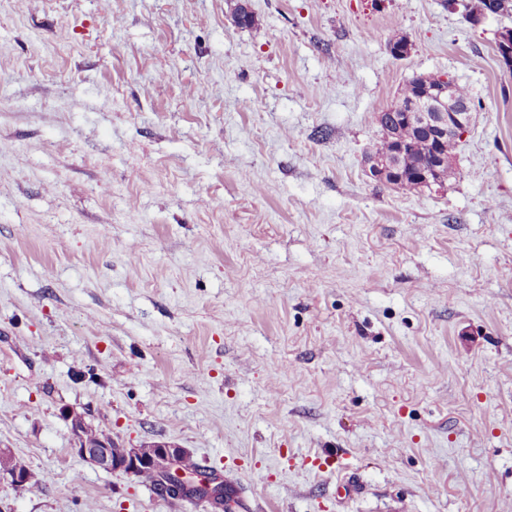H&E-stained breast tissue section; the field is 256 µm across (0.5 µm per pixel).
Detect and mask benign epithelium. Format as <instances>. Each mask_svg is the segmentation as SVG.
<instances>
[{"label":"benign epithelium","instance_id":"7a95c632","mask_svg":"<svg viewBox=\"0 0 512 512\" xmlns=\"http://www.w3.org/2000/svg\"><path fill=\"white\" fill-rule=\"evenodd\" d=\"M497 52L507 71L512 72V29L504 28L498 34ZM474 112L471 106L458 101L455 86L443 83L433 87L420 88L419 95L411 98L407 109L399 120L411 126L431 131L435 139L431 169L424 171L420 177L424 184L442 189L443 185L434 180V174L447 164L441 145L448 137H461L471 125ZM406 147L401 144L387 155H370L368 158V174L376 182L397 187L401 174V158ZM86 414L75 410L68 411V419L73 436V450L85 462L107 472H122L130 477H137L145 468L160 471L163 485L172 490L191 485L212 489L219 484V479L213 476L205 477L190 474L182 467L185 450L168 441H155L151 447L152 453H143L141 447H130L122 457H112L109 441L103 439L98 447L89 448L84 445L81 430L84 427ZM7 480L11 485L23 489L29 481V470L16 460H9L0 465V481Z\"/></svg>","mask_w":512,"mask_h":512}]
</instances>
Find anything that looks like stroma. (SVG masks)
Wrapping results in <instances>:
<instances>
[{
	"label": "stroma",
	"mask_w": 512,
	"mask_h": 512,
	"mask_svg": "<svg viewBox=\"0 0 512 512\" xmlns=\"http://www.w3.org/2000/svg\"><path fill=\"white\" fill-rule=\"evenodd\" d=\"M237 2L0 0V448L43 480L0 512H194L80 459L71 408L238 512H512V15ZM442 73L453 177L376 183L377 112Z\"/></svg>",
	"instance_id": "35a3bbf8"
}]
</instances>
